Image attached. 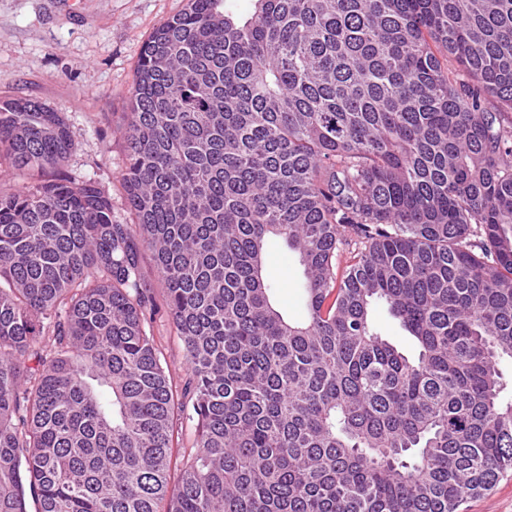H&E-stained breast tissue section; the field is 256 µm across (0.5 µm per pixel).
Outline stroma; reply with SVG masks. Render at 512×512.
<instances>
[{
  "mask_svg": "<svg viewBox=\"0 0 512 512\" xmlns=\"http://www.w3.org/2000/svg\"><path fill=\"white\" fill-rule=\"evenodd\" d=\"M187 0H0V103L27 98L63 116L74 150L63 173L74 183L95 181L112 200L116 219L132 214L121 182L125 133L138 54L149 34L180 13ZM141 274L159 303L150 333L176 385L189 376L183 342L160 300L164 285L150 251ZM266 280L281 310L305 313L297 256L269 244Z\"/></svg>",
  "mask_w": 512,
  "mask_h": 512,
  "instance_id": "obj_1",
  "label": "stroma"
}]
</instances>
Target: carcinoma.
<instances>
[{
    "label": "carcinoma",
    "instance_id": "carcinoma-1",
    "mask_svg": "<svg viewBox=\"0 0 512 512\" xmlns=\"http://www.w3.org/2000/svg\"><path fill=\"white\" fill-rule=\"evenodd\" d=\"M253 2L188 0L142 45L132 224L62 176L59 113L0 104V164L38 176L0 191V512H459L512 471V121L485 106L512 108V0ZM272 236L301 321L271 298ZM266 280L273 288L281 310L289 318L296 319L304 315L302 290L304 281L303 267L298 257L279 241L269 244L265 263ZM141 274L147 288L154 291L156 312L152 322L147 327L154 337L161 352L162 361L166 360L171 369L173 383L181 387L189 376L185 364L184 346L169 314L165 311L163 291L164 285L158 274L152 254L141 247ZM147 329V330H148ZM373 321L376 328L397 344L409 357L417 354V347L412 338L402 330L397 320L391 317L388 306L385 303L377 302L372 308Z\"/></svg>",
    "mask_w": 512,
    "mask_h": 512
}]
</instances>
